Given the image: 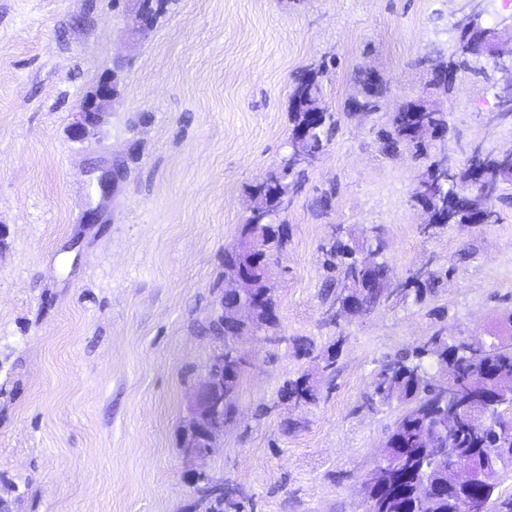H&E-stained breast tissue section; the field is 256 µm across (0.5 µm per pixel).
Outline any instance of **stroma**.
Here are the masks:
<instances>
[{"label": "stroma", "mask_w": 512, "mask_h": 512, "mask_svg": "<svg viewBox=\"0 0 512 512\" xmlns=\"http://www.w3.org/2000/svg\"><path fill=\"white\" fill-rule=\"evenodd\" d=\"M459 6L172 0L133 38L126 0H0V512H194L199 468L223 480L224 512H364L363 482L399 416L372 400L378 369L437 332L490 335L512 313V184L497 224L426 230L414 196L440 150L461 168L472 147L512 149L493 57L458 73L426 155L391 156L378 139L393 106L431 94L419 61L452 55ZM321 63L337 129L277 216L276 322L241 339L251 366L235 414L195 466L180 433L221 349L207 325L224 252L289 151L295 79ZM119 64L120 103L98 137L73 141V112ZM370 68L387 81L386 107L344 112ZM103 158L128 174L89 224ZM373 235L392 279L427 264L438 285L419 303L331 318L327 251ZM326 356L332 367L317 371ZM312 370L317 400L283 402L284 383Z\"/></svg>", "instance_id": "1"}]
</instances>
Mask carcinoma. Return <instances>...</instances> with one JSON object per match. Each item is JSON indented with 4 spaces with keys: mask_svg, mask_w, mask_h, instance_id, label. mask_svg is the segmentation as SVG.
Listing matches in <instances>:
<instances>
[{
    "mask_svg": "<svg viewBox=\"0 0 512 512\" xmlns=\"http://www.w3.org/2000/svg\"><path fill=\"white\" fill-rule=\"evenodd\" d=\"M168 0H145L141 21L148 25L156 23L164 12ZM430 72L433 85L444 96L455 87L456 74L469 67V58L463 55L445 58L432 57ZM325 66L309 68L294 81L291 93L292 127L303 121V111L308 108L324 110L322 126L310 133L307 147L318 155L329 144L336 128V118L322 95V80L315 71ZM386 85L383 82H368L367 72L360 71L354 80L353 92L345 104L346 111L357 104L371 112L383 107ZM413 113L400 104L393 109L390 126L379 132L382 149L394 152L399 148L412 150L418 155L427 152L423 141L409 142V130ZM487 181L501 186L512 183V159L497 155L481 158ZM304 175L300 165L285 158L275 181L288 188ZM468 170L455 173L451 186L443 189L438 206H446L448 223L468 224L473 211L486 204L485 198L466 186ZM282 201H275L265 208L267 227L257 233V256L267 261L268 254L283 244L279 228L273 224ZM379 257L381 248L372 238L350 245L338 239L330 252V265L336 269V281L342 289L336 292L335 301H355L363 310L382 303L389 296L387 266L374 262L365 268L356 254ZM238 249L224 255V281L229 283L241 274L238 265ZM437 282L434 272L428 271L420 278H411L415 287V301H422L433 291ZM409 283V284H411ZM403 284V287H409ZM263 293L257 301L260 329L269 324L267 312L275 308L271 288L262 284ZM244 305L243 299L232 288H224V317L212 316L207 329L209 333L230 346L240 335L241 325L234 312ZM503 335L483 342L471 337L470 356L467 366L455 375L454 387L448 398L439 397L436 384L442 381L441 371L448 364V347L455 346V338L439 333L430 336L412 351L384 363L372 381L373 395L385 406L397 405L401 414L388 436V455L379 460L380 468L389 476L399 471L409 475L408 493L401 498L390 496V492L378 483L371 484L366 512H449L452 502L461 498L463 491L448 485V450L471 463L482 475L480 486L486 496L498 493L503 478L512 475V405H504L487 412L485 427L475 433L464 418H459L453 429H448V411L454 410L476 395L483 384L492 379L506 378L512 381V313L502 319ZM318 387L308 374L287 381L281 389V399L290 404L310 403L317 398ZM198 505L204 512H224V483L204 475L195 486Z\"/></svg>",
    "mask_w": 512,
    "mask_h": 512,
    "instance_id": "carcinoma-1",
    "label": "carcinoma"
}]
</instances>
